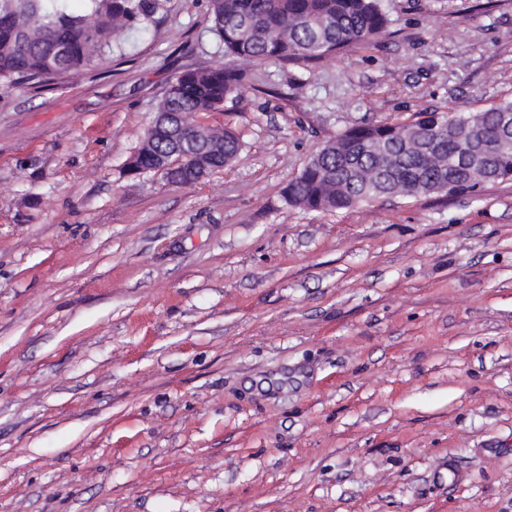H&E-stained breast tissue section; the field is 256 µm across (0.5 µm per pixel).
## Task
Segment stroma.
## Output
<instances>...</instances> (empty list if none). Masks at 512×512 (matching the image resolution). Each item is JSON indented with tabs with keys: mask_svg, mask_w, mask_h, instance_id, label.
Here are the masks:
<instances>
[{
	"mask_svg": "<svg viewBox=\"0 0 512 512\" xmlns=\"http://www.w3.org/2000/svg\"><path fill=\"white\" fill-rule=\"evenodd\" d=\"M390 36L240 63L237 158L132 174L224 60L162 0L75 77L0 86V512H512V181L309 211L353 125L512 99V0H380Z\"/></svg>",
	"mask_w": 512,
	"mask_h": 512,
	"instance_id": "stroma-1",
	"label": "stroma"
}]
</instances>
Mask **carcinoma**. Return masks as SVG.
<instances>
[{"instance_id":"cac0c4a2","label":"carcinoma","mask_w":512,"mask_h":512,"mask_svg":"<svg viewBox=\"0 0 512 512\" xmlns=\"http://www.w3.org/2000/svg\"><path fill=\"white\" fill-rule=\"evenodd\" d=\"M49 0H0V83L38 84L59 73L77 76L112 54V46L135 25L155 21L160 0H87L82 13L48 9ZM214 31L233 60L310 63L352 45L390 35V20L379 0H210ZM241 77L232 66L217 65L178 75L156 107V116L141 145L132 154L131 171H154L173 151L175 128L168 113L181 115L182 134L203 135L184 158L188 170L221 167L239 154L238 134L214 129L202 116L224 110L242 97ZM512 113V100L464 119L453 112L431 113L411 123H380L351 128L330 143L328 153L309 159L288 183L290 205L304 209L342 210L384 198L394 188L414 196L415 178L430 189L448 185L447 194L472 192L477 184L448 163L458 145L468 140L489 143L500 137V116ZM403 129L409 141L393 143L388 135ZM384 140L377 156L371 142ZM393 169L379 181L378 165ZM484 164L501 177L512 173V152L491 154Z\"/></svg>"}]
</instances>
